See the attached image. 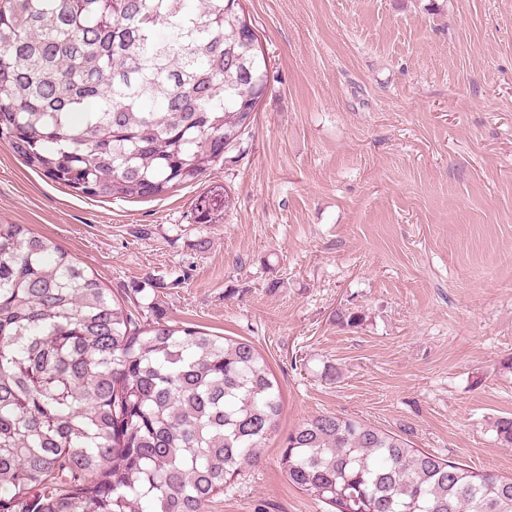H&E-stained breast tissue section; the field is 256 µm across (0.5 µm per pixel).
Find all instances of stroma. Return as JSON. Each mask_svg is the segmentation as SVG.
<instances>
[{
  "mask_svg": "<svg viewBox=\"0 0 512 512\" xmlns=\"http://www.w3.org/2000/svg\"><path fill=\"white\" fill-rule=\"evenodd\" d=\"M268 92L200 181L91 200L0 143V223L25 224L140 321L253 342L278 432L205 512H331L284 435L337 414L512 475V0H243ZM217 187L236 205L194 221ZM355 313V326L338 312Z\"/></svg>",
  "mask_w": 512,
  "mask_h": 512,
  "instance_id": "1",
  "label": "stroma"
}]
</instances>
